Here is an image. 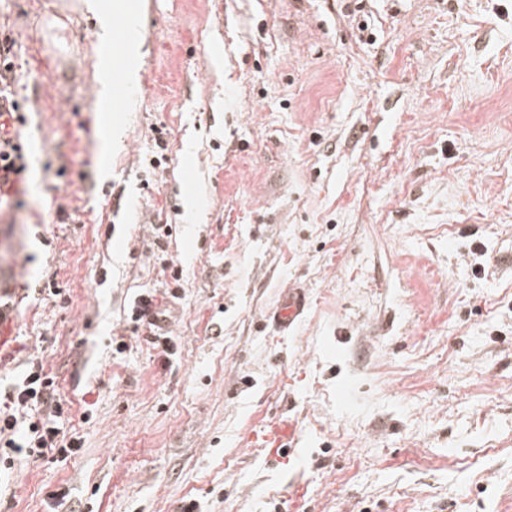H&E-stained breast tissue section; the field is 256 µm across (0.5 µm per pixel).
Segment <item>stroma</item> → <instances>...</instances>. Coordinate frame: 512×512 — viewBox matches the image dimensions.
Instances as JSON below:
<instances>
[{"instance_id": "35a3bbf8", "label": "stroma", "mask_w": 512, "mask_h": 512, "mask_svg": "<svg viewBox=\"0 0 512 512\" xmlns=\"http://www.w3.org/2000/svg\"><path fill=\"white\" fill-rule=\"evenodd\" d=\"M355 2L112 0L138 36L104 159L95 19L0 0L29 164L0 283L31 288L0 353L83 442L17 458L0 512H291L299 485L301 512H512V0H363L368 39ZM146 288L177 291L173 356L127 321ZM279 415L301 441L271 461ZM307 303L305 288L299 285L289 286L270 317L272 325L279 331L290 330L300 320Z\"/></svg>"}]
</instances>
